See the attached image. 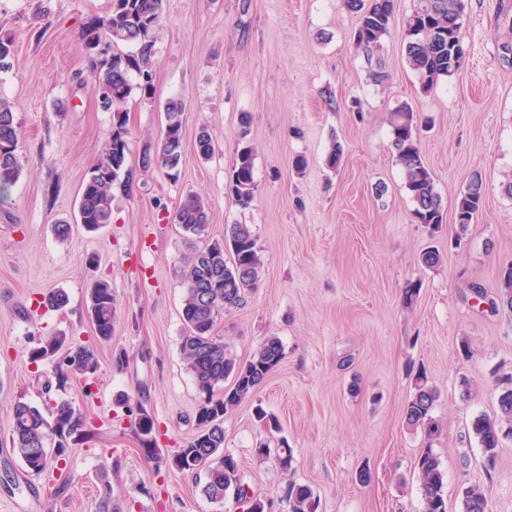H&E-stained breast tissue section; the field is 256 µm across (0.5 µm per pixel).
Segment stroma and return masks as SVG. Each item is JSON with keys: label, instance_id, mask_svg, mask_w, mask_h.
<instances>
[{"label": "stroma", "instance_id": "1", "mask_svg": "<svg viewBox=\"0 0 512 512\" xmlns=\"http://www.w3.org/2000/svg\"><path fill=\"white\" fill-rule=\"evenodd\" d=\"M110 6L0 0V30L15 39L0 95L16 106L24 163L0 195V512H98L107 493L120 512H238L233 497L210 501L198 479L166 463L193 437L199 402L180 342L182 266L200 243L172 220L190 193L209 203L210 239L248 224L262 251L258 287L218 318L215 333L240 360L266 337L283 345L254 396L224 416V449L266 512H290L292 481L313 490L317 512H421L414 462L426 441L403 422L420 369L438 392L443 431L434 448L448 512H459L463 489L474 485L490 512H512V438L488 471L470 432L475 416L497 409L493 371L512 372V310L491 311L472 291L479 283L495 292L512 264V196L504 192L512 66L499 51L512 38V0H468L463 65L427 92L405 53L403 22L415 0H394L390 35L366 51L354 47L359 17L344 0H165L154 95L132 96L124 109L137 154L155 140L163 104L184 101L180 178L142 176L132 195L116 194L111 224L76 226L61 242L52 226L74 221L84 176L112 129L78 38ZM377 70L383 81L374 80ZM403 103L427 122L420 150L444 207L435 233L415 222L391 150L390 114ZM244 114L257 183L246 211L228 183ZM203 126L215 143L208 160L196 151ZM334 141L343 156L332 171L324 160ZM476 174L483 202L458 248L455 204ZM432 247L442 260L427 269L420 259ZM101 278L117 306L112 337L98 346L90 383H59L55 361L34 365L28 352L59 333L92 340L87 296ZM411 281L420 291L408 308L402 296ZM58 289L65 308L44 306ZM124 395L153 418L160 460L142 450ZM20 399L40 408L72 401L95 438L29 473L6 443ZM260 408L278 429L258 420ZM262 443L270 456L256 455ZM284 445L294 456L288 474L273 456ZM363 470L369 482L359 481Z\"/></svg>", "mask_w": 512, "mask_h": 512}]
</instances>
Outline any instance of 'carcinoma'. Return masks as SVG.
I'll use <instances>...</instances> for the list:
<instances>
[{
	"instance_id": "cac0c4a2",
	"label": "carcinoma",
	"mask_w": 512,
	"mask_h": 512,
	"mask_svg": "<svg viewBox=\"0 0 512 512\" xmlns=\"http://www.w3.org/2000/svg\"><path fill=\"white\" fill-rule=\"evenodd\" d=\"M346 7L359 14L356 47L378 45L389 33L393 21L394 0H345ZM467 0H416L406 18V57L418 75L423 89L430 90L441 79L459 71L464 61L461 31L466 17ZM164 0H112L104 16L90 18L80 32L86 70L93 80L102 111L112 113V130L103 155L87 170L82 183L76 222L88 231H96L112 222L113 190L130 193L146 172L160 170L176 182L183 157L185 104L170 98L163 105L164 125L155 144L144 146L138 164L130 162L133 133L126 112L119 105L138 93L143 99L153 97L154 57L157 33L162 25ZM121 46L130 50L123 52ZM14 38L0 32V71L10 67ZM139 81L132 82V75ZM250 116L241 117V130L229 171V187L235 205L250 209L255 198V153L248 140ZM391 147L401 166L405 187L414 203V219L431 230L444 220L442 199L435 189L433 173L420 155L417 117L406 103L391 112ZM198 155L207 160L215 145L206 127L196 138ZM23 171L20 131L14 104L0 96V190L18 181ZM483 199L482 179L474 176L458 199L455 209V243L463 242L469 224ZM174 223L188 235L204 242L183 270L185 285L181 317L184 334L181 351L199 395L205 401L195 412L196 434L179 448L170 465L179 471L203 473V494L222 502L233 493L242 512H265L261 499L251 497L241 484L239 465L233 455L224 452V414L251 398L271 369L279 364L284 351L279 338L270 336L246 361L224 355V340L215 336L214 327L226 308L238 307L261 279L263 260L257 238L250 225L235 223L226 227L224 240H208L209 212L206 201L189 194L174 214ZM475 295L487 301L490 309L512 310V266L500 274V292L489 297L478 287ZM88 314L97 339L112 337L116 303L112 286L105 280L95 282L89 291ZM59 356L57 375L84 379L99 368L98 351L93 344L70 346L61 334L45 339L31 349L32 363ZM499 395L495 416L480 414L471 422V432L482 448L487 467H495L501 440L512 432V373L496 376ZM438 399L436 389L422 370L415 373L403 411L408 429L423 432L433 442L440 425L433 415ZM136 433L146 455H158L154 421L138 407L134 419ZM89 436L88 424L72 402L62 400L41 410L25 401L14 403L10 417V448L33 474L42 473L51 459L64 456L73 436ZM423 509L422 512H447L444 499L446 473L434 448L422 450L415 462ZM291 512H317V499L305 484L288 485ZM487 498L477 486L465 488L460 512H483Z\"/></svg>"
}]
</instances>
